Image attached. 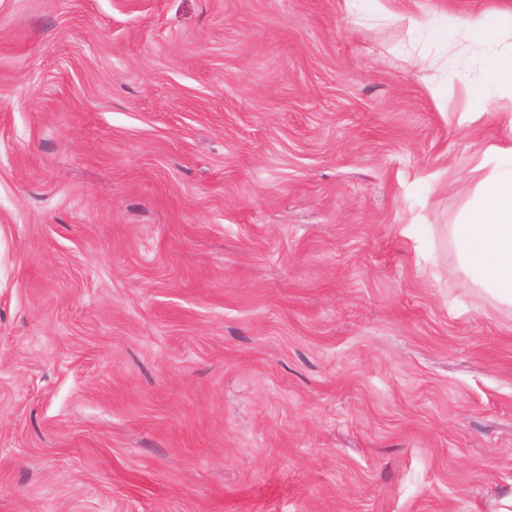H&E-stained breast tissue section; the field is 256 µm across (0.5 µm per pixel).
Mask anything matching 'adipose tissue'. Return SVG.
<instances>
[{"label":"adipose tissue","instance_id":"1","mask_svg":"<svg viewBox=\"0 0 512 512\" xmlns=\"http://www.w3.org/2000/svg\"><path fill=\"white\" fill-rule=\"evenodd\" d=\"M448 27L462 38L491 42L512 37V12L496 13L491 20L452 14ZM491 116L509 135L489 144L474 165L481 190L452 234L463 247L464 267L498 302L512 306V106H498Z\"/></svg>","mask_w":512,"mask_h":512}]
</instances>
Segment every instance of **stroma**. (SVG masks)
I'll return each mask as SVG.
<instances>
[{"mask_svg": "<svg viewBox=\"0 0 512 512\" xmlns=\"http://www.w3.org/2000/svg\"><path fill=\"white\" fill-rule=\"evenodd\" d=\"M401 5L0 0V512L512 503L451 234L508 96L443 21L512 0ZM372 4L374 14L383 19H395L400 25L408 30H415L423 25L421 18L414 12L402 10L393 12L389 0H369Z\"/></svg>", "mask_w": 512, "mask_h": 512, "instance_id": "35a3bbf8", "label": "stroma"}]
</instances>
